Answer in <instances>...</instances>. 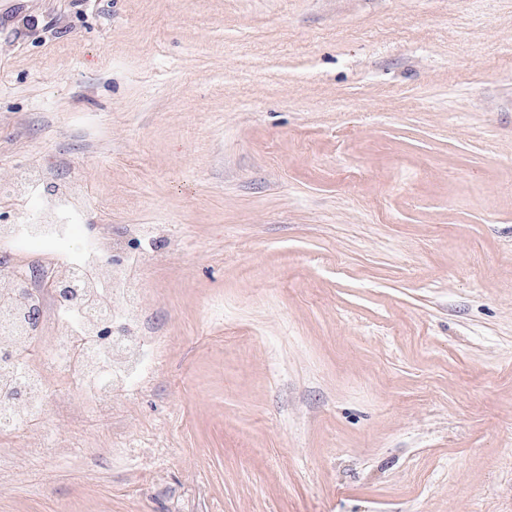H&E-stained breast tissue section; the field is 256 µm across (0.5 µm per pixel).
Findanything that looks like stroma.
Masks as SVG:
<instances>
[{
  "label": "stroma",
  "instance_id": "stroma-1",
  "mask_svg": "<svg viewBox=\"0 0 512 512\" xmlns=\"http://www.w3.org/2000/svg\"><path fill=\"white\" fill-rule=\"evenodd\" d=\"M71 177L159 342L0 512H512V0H0V224Z\"/></svg>",
  "mask_w": 512,
  "mask_h": 512
}]
</instances>
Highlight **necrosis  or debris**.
Segmentation results:
<instances>
[{
    "instance_id": "4bbe7bcc",
    "label": "necrosis or debris",
    "mask_w": 512,
    "mask_h": 512,
    "mask_svg": "<svg viewBox=\"0 0 512 512\" xmlns=\"http://www.w3.org/2000/svg\"><path fill=\"white\" fill-rule=\"evenodd\" d=\"M73 227L58 221L57 211L42 214L39 223L21 227L0 224V253L16 254L26 250L27 238L42 240L37 250L38 263L29 270L19 265L0 270V380L22 378L29 392L1 401V408L37 413L53 405V394L46 388L43 373L48 368L63 369L65 382L84 391L99 410L112 404V390L126 387L125 377L112 374V355L120 352L134 367H143L146 356L154 351L156 337L143 332L130 309L136 267L114 266L112 258L122 247L118 239L95 236L91 239V259L80 263L60 257L54 240L72 233ZM80 284L82 290L97 294L100 311L93 320L79 325L58 323L52 349L47 357L34 356L31 346L41 337L49 322L50 311L74 313L71 302L61 300L54 282Z\"/></svg>"
}]
</instances>
